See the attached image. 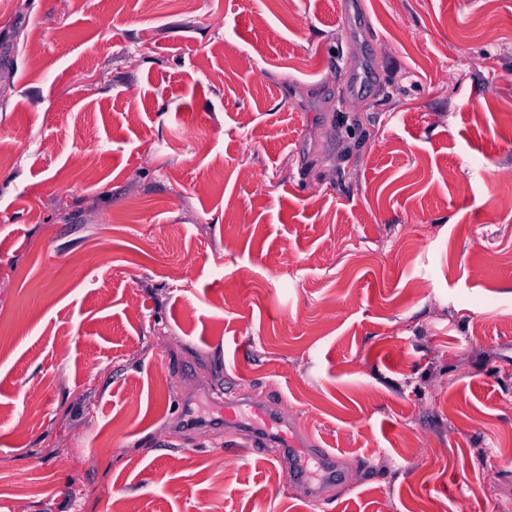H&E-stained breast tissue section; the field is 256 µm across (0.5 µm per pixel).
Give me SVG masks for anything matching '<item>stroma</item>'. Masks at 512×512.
Returning <instances> with one entry per match:
<instances>
[{
  "label": "stroma",
  "mask_w": 512,
  "mask_h": 512,
  "mask_svg": "<svg viewBox=\"0 0 512 512\" xmlns=\"http://www.w3.org/2000/svg\"><path fill=\"white\" fill-rule=\"evenodd\" d=\"M20 130L0 512H512V0H0ZM250 412L255 418L248 424L241 414L240 405L230 399L225 400V421L248 425L257 440L280 448L294 459V466L290 468L292 479L303 488L305 497L317 500L325 485L342 477L338 456L327 448H320L310 435L296 429L284 407L270 401L252 402ZM309 460L317 465L315 477L306 468Z\"/></svg>",
  "instance_id": "obj_1"
}]
</instances>
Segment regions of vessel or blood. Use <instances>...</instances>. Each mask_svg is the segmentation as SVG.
<instances>
[{"mask_svg":"<svg viewBox=\"0 0 512 512\" xmlns=\"http://www.w3.org/2000/svg\"><path fill=\"white\" fill-rule=\"evenodd\" d=\"M251 414L252 421H245L238 403L229 400L224 404L225 421L249 423L257 440L280 448L293 458L292 479L303 488L305 497L311 500L320 498L325 485L342 477L338 456L319 447L311 436L296 429L284 407L269 401L255 402L251 405ZM311 460L318 468L313 475L306 468Z\"/></svg>","mask_w":512,"mask_h":512,"instance_id":"obj_1","label":"vessel or blood"}]
</instances>
